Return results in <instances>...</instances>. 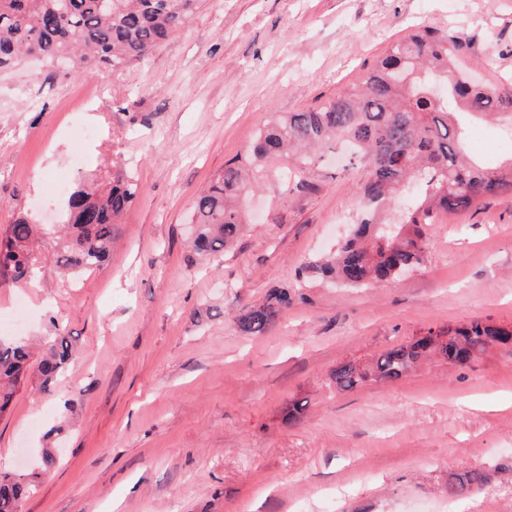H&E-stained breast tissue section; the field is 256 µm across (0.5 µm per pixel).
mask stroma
<instances>
[{"instance_id":"obj_1","label":"stroma","mask_w":512,"mask_h":512,"mask_svg":"<svg viewBox=\"0 0 512 512\" xmlns=\"http://www.w3.org/2000/svg\"><path fill=\"white\" fill-rule=\"evenodd\" d=\"M425 26L466 29L482 82L512 76V0H199L123 68L66 75L30 59L0 73V239L20 217L59 223L57 177L143 189L104 265L63 274L43 235L32 278L0 283V337L64 334L78 350L52 392L21 386L0 414V470L38 469L46 432L62 429L20 512H512V350L326 385L340 362L430 329H512V193L441 214L423 263L380 287L296 275L357 213L363 179L341 158L319 162L304 193L283 176L291 159L269 163L235 246L203 259L187 245L194 196L260 127L325 105ZM281 286L287 310L242 335L240 310ZM472 469L488 476L481 490L449 498V479Z\"/></svg>"}]
</instances>
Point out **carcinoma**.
Masks as SVG:
<instances>
[{
	"mask_svg": "<svg viewBox=\"0 0 512 512\" xmlns=\"http://www.w3.org/2000/svg\"><path fill=\"white\" fill-rule=\"evenodd\" d=\"M197 0H0V72L21 57L37 56L67 72L106 64L119 69L140 59L184 26ZM470 50L463 31L449 35L435 28L417 30L396 43L358 82L326 105L290 112L264 125L243 154L224 165L193 201L192 248L205 256L221 253L244 224L240 200L247 173L275 157L297 156L296 190L315 185L306 174L324 155L346 152L348 167L363 169L362 204L350 236L325 260L303 263L298 278L334 280L345 287L385 284L417 268L425 249L426 227L442 212L469 208L479 197L512 192V162L485 165L468 161L467 136L474 118L502 121L512 129V87L483 85L456 68ZM141 195L126 178L100 193L76 189L68 197V224L56 264L79 272L94 269L110 255L113 224ZM37 225L25 218L9 226L0 242V278L16 282L40 262L33 248ZM291 297L273 288L264 301L240 311L241 334L265 331ZM512 345V330L479 320L448 326L447 339L433 330L409 344L383 351L369 366L336 365L329 384L347 391L370 378H401L420 358L435 356L467 367L494 346ZM75 358L68 336H56L37 363L23 342L0 339V413L36 366L39 385L48 390ZM486 480L470 470L448 481V497L463 499ZM35 485L32 474L0 472V512H15Z\"/></svg>",
	"mask_w": 512,
	"mask_h": 512,
	"instance_id": "cac0c4a2",
	"label": "carcinoma"
}]
</instances>
